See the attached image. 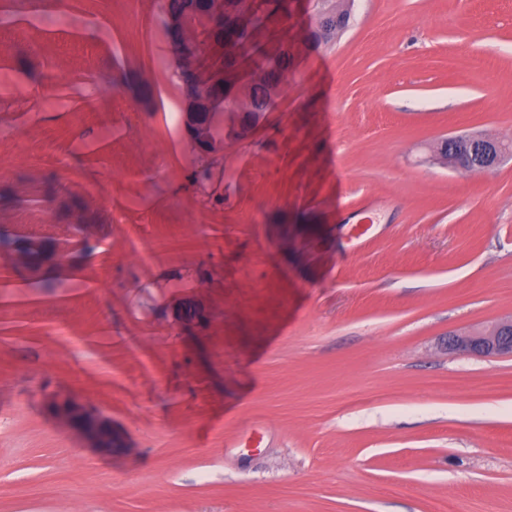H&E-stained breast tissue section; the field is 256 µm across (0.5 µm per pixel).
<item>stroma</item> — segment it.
Segmentation results:
<instances>
[{
    "label": "stroma",
    "mask_w": 512,
    "mask_h": 512,
    "mask_svg": "<svg viewBox=\"0 0 512 512\" xmlns=\"http://www.w3.org/2000/svg\"><path fill=\"white\" fill-rule=\"evenodd\" d=\"M314 22L290 0L279 96L206 161L161 0H0V225L68 251L0 255V512H512V358L443 346L512 318V160H437L512 141V0H354L312 51ZM453 142H461L469 148V153L459 156L456 161L453 158H448L446 154L441 152L443 160L448 163V160L453 162L452 167L461 171H475L486 170L499 164L504 158L503 152L498 140L488 138L485 136L472 135L470 137H450ZM474 156L477 157L478 162H473ZM50 415L69 426L89 446L103 453H112L113 433L99 428V423L108 422L112 431V421L94 406L71 395L53 394L45 399Z\"/></svg>",
    "instance_id": "35a3bbf8"
}]
</instances>
